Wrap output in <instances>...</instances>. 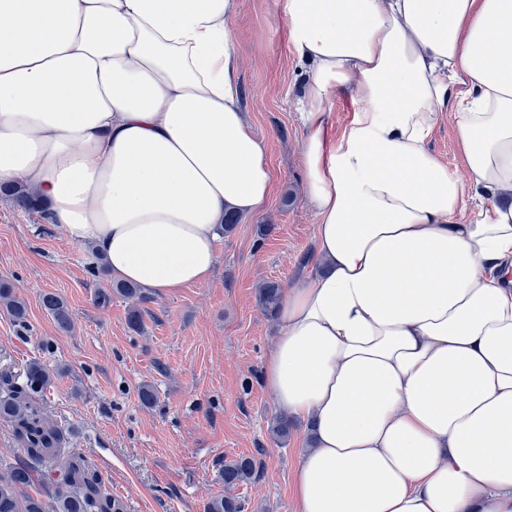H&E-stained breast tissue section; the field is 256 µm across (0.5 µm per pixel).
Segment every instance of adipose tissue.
<instances>
[{"instance_id": "1", "label": "adipose tissue", "mask_w": 512, "mask_h": 512, "mask_svg": "<svg viewBox=\"0 0 512 512\" xmlns=\"http://www.w3.org/2000/svg\"><path fill=\"white\" fill-rule=\"evenodd\" d=\"M280 6L309 69L316 266L282 297L261 379L309 429L296 512H512V0ZM237 10L0 0V183L23 181L46 224L158 294L208 283L225 210L272 193ZM346 91L361 107L337 134ZM449 105L462 176L427 148Z\"/></svg>"}]
</instances>
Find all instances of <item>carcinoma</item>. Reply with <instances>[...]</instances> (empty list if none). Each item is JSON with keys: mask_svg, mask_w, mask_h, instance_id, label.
Instances as JSON below:
<instances>
[{"mask_svg": "<svg viewBox=\"0 0 512 512\" xmlns=\"http://www.w3.org/2000/svg\"><path fill=\"white\" fill-rule=\"evenodd\" d=\"M0 193L10 197L18 207L29 213H39L42 205L24 184L0 185ZM282 292L275 283L259 288V305L267 314L278 308ZM0 304L19 323L25 322L27 305L6 283H0ZM42 306L62 328L70 324L67 302L59 295L46 293ZM61 370H52L38 360L27 365L23 382L8 373L0 374V420L12 425L26 457L0 478V512H123V504L103 490L102 478L90 469L85 460L72 452L65 454L67 438L62 430L50 423L39 406V397L52 377ZM64 458L58 479L49 482L45 495L34 496L27 491L32 473L50 460ZM258 472L257 461L240 457L224 464L221 476L226 493L212 499L206 512H242V503L232 490L253 480Z\"/></svg>", "mask_w": 512, "mask_h": 512, "instance_id": "1", "label": "carcinoma"}]
</instances>
